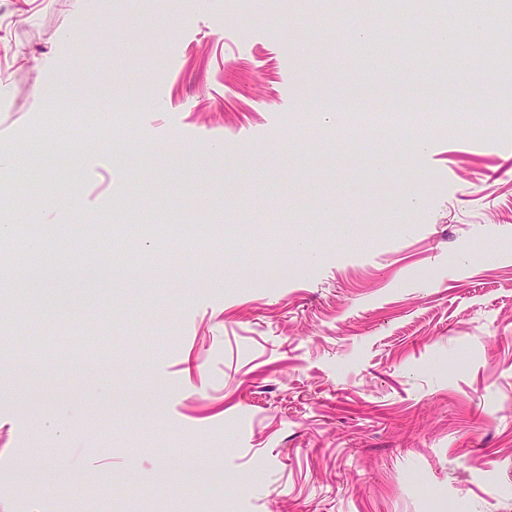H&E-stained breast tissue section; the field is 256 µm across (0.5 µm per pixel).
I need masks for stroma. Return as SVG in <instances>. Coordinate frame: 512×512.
I'll list each match as a JSON object with an SVG mask.
<instances>
[{"label": "stroma", "instance_id": "obj_1", "mask_svg": "<svg viewBox=\"0 0 512 512\" xmlns=\"http://www.w3.org/2000/svg\"><path fill=\"white\" fill-rule=\"evenodd\" d=\"M444 20L0 0V250L90 217L0 269V512H173L186 458L192 512H512V0L495 80ZM339 112H344V123L352 131L368 132L378 128L389 127L410 118L417 121H424L426 115L414 116L409 112H413L399 104H391L386 106L382 111H373L372 113L359 110L351 106L348 102H339Z\"/></svg>", "mask_w": 512, "mask_h": 512}]
</instances>
